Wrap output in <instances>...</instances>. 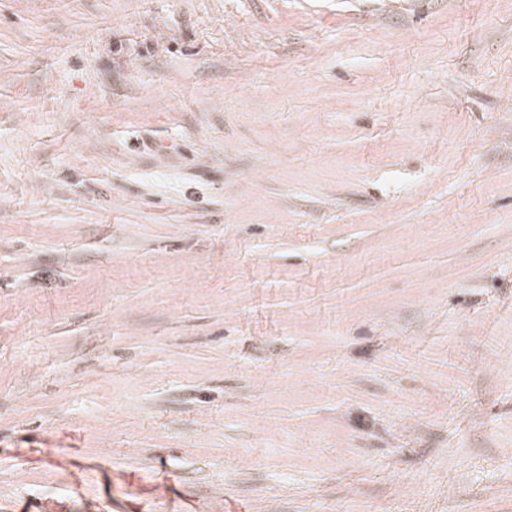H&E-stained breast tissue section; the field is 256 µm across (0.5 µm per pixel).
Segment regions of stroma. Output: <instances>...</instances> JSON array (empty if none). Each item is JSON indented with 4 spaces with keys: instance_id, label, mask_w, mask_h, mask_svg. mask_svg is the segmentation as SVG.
Returning a JSON list of instances; mask_svg holds the SVG:
<instances>
[{
    "instance_id": "1",
    "label": "stroma",
    "mask_w": 512,
    "mask_h": 512,
    "mask_svg": "<svg viewBox=\"0 0 512 512\" xmlns=\"http://www.w3.org/2000/svg\"><path fill=\"white\" fill-rule=\"evenodd\" d=\"M0 512H512V0H0Z\"/></svg>"
}]
</instances>
